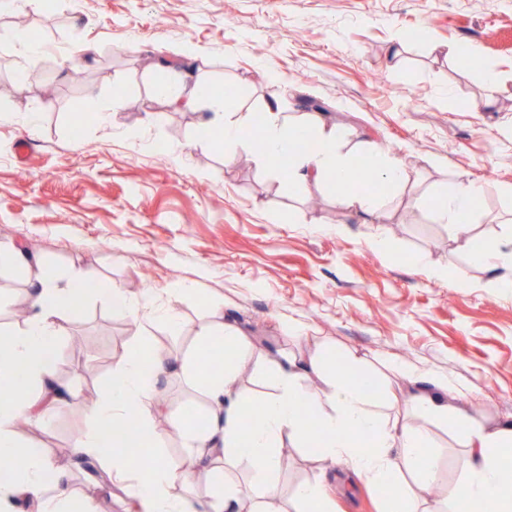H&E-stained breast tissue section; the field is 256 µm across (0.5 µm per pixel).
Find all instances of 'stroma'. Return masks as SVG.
<instances>
[{"label":"stroma","mask_w":512,"mask_h":512,"mask_svg":"<svg viewBox=\"0 0 512 512\" xmlns=\"http://www.w3.org/2000/svg\"><path fill=\"white\" fill-rule=\"evenodd\" d=\"M45 2L0 0V246L63 274L92 272L143 316L113 313L103 294L67 313L56 377L68 395L47 426L17 430L18 440L45 448L83 491L87 475L71 448L89 422L87 392L104 391L141 337L183 352L204 321L221 319L255 346L239 377L249 389L270 388L264 356L354 353L381 375L385 417L427 428L439 486L455 481L465 454L455 430L409 410L397 370L410 368L427 388L450 380L490 423L512 422V288L487 287L488 273L429 205L454 181L474 180L487 194L472 235L512 228V197L500 192L512 185V0ZM33 32L41 54L23 82L16 43ZM464 41L473 59L430 50ZM163 59L186 62L217 88L239 86L240 112L263 111L284 87L324 103L322 122L350 134L354 157L371 146L404 161L419 201L386 189L391 210L365 224L329 186L284 191L256 165L258 135L225 145L211 112L151 96L147 80ZM490 70L499 75L492 86ZM487 95L492 109H472ZM98 112L108 123L88 121ZM314 196L321 208L310 207ZM171 288L183 291L177 332L154 316L171 304ZM156 388L167 422L203 408L181 377L162 374ZM316 479L337 512H379L375 484L290 448L280 493Z\"/></svg>","instance_id":"stroma-1"}]
</instances>
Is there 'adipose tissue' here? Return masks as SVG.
<instances>
[{
	"label": "adipose tissue",
	"instance_id": "obj_1",
	"mask_svg": "<svg viewBox=\"0 0 512 512\" xmlns=\"http://www.w3.org/2000/svg\"><path fill=\"white\" fill-rule=\"evenodd\" d=\"M150 88L153 97L177 109H224L212 84L174 66L159 68ZM280 106V94H272L260 130L265 145L261 165L286 160L290 186L331 184L340 209L367 220L381 219L392 200L353 186L348 176L353 157L342 133L316 125L318 148L296 151L289 137L294 124ZM485 193L481 184L459 180L434 197V222L465 233ZM462 246L496 282L512 287V230L483 241L465 233ZM92 281L89 275L63 278L43 270L30 284V316L24 328L0 338V457L8 461L0 468V512H26L30 506L35 512H97L96 496L102 488L98 480L88 479L81 493H72L46 450L20 444L15 435L19 419L40 425L49 404L61 399L57 329L65 313L90 295ZM215 346L224 350L223 366L203 369L201 351ZM251 349L235 326L219 321L203 323L194 350L180 357L145 339L134 344L114 364L112 384L93 406L90 427L74 442L72 465L88 463L110 480L129 483L131 512H287L276 481L281 448L289 442L317 448L324 458L387 486L382 512H420L408 484L413 481L431 491L439 479L440 457L429 446L425 430L389 421L375 409L360 386L369 372L337 351L301 364L272 359L268 369L276 390L257 393L238 384ZM171 367L198 387L206 401L205 410L192 421L176 425L178 438L189 450L177 461L163 455L166 440L153 425L157 400L152 383ZM311 376L318 378V385H308ZM408 401L421 418L451 424L466 449L462 476L445 488L447 500L468 512H512V486L502 479L504 468L512 464V424L486 425L446 381L437 383L435 391L411 393ZM255 408L261 416L253 420L249 414ZM132 410L138 415L135 431L118 430V422ZM363 440L370 442V451H360ZM147 457L154 460L148 468L142 465ZM241 469L261 490L248 507L234 478ZM201 477L208 484L202 499L190 494Z\"/></svg>",
	"mask_w": 512,
	"mask_h": 512
}]
</instances>
